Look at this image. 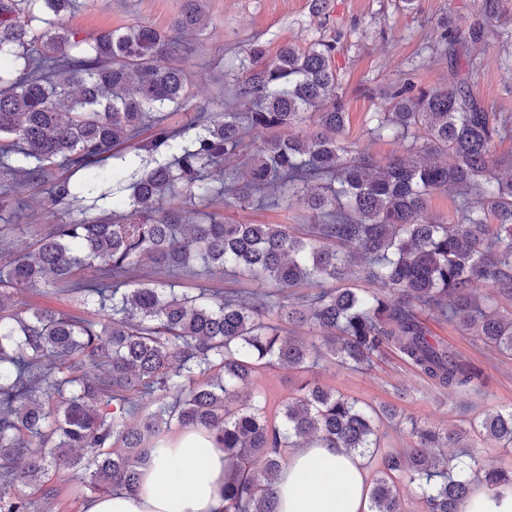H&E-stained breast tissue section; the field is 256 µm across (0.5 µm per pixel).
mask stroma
<instances>
[{"instance_id": "35a3bbf8", "label": "stroma", "mask_w": 512, "mask_h": 512, "mask_svg": "<svg viewBox=\"0 0 512 512\" xmlns=\"http://www.w3.org/2000/svg\"><path fill=\"white\" fill-rule=\"evenodd\" d=\"M486 0H327L324 14L311 10V0H201L207 26L203 32L181 37L176 58L189 77L188 100L171 112L172 127L190 126L200 108L247 112L249 101L239 98L236 85L224 74V60L243 55L248 44H264L276 54L285 44L307 45L317 38L340 36L335 63L346 102V137L376 158L384 160L406 152L403 142L380 139L368 131L369 113L391 108L395 86L411 82L415 89L449 84L452 62L431 41L440 27L467 32L483 18ZM184 0H78L64 17L66 27L96 33L147 21L166 30L180 13ZM475 59L473 91L491 112L512 115V0H495V15L488 19L483 43L469 46ZM45 187L19 186L0 208L8 228L0 232V263L17 246L34 245L47 225L70 221V214L48 211ZM228 224L314 223L315 217L297 201L276 189L264 193L263 202L240 204L215 199L210 205ZM432 336L463 359L481 367L487 383L480 391L443 389L418 375L396 352L387 351L371 368L352 370L329 360L314 370L319 381L336 392L374 407H391L395 418L382 424L383 447H410L411 421L437 429L462 425L475 415L512 408V356L486 346L476 337L445 320L430 321ZM300 370L286 366L257 373L251 392L278 405L301 382ZM58 489L49 501H36L33 512H84L91 499L79 475L62 471L54 479Z\"/></svg>"}]
</instances>
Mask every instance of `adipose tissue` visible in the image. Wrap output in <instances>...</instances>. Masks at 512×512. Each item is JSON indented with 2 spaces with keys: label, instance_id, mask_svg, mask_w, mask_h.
<instances>
[{
  "label": "adipose tissue",
  "instance_id": "ef3b65f1",
  "mask_svg": "<svg viewBox=\"0 0 512 512\" xmlns=\"http://www.w3.org/2000/svg\"><path fill=\"white\" fill-rule=\"evenodd\" d=\"M228 469L208 431H185L166 441L137 492L94 497L86 512H223ZM277 490L278 512H367L359 460L333 448L295 449Z\"/></svg>",
  "mask_w": 512,
  "mask_h": 512
}]
</instances>
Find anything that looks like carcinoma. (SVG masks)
<instances>
[{"label":"carcinoma","instance_id":"obj_1","mask_svg":"<svg viewBox=\"0 0 512 512\" xmlns=\"http://www.w3.org/2000/svg\"><path fill=\"white\" fill-rule=\"evenodd\" d=\"M73 0H0V201L21 183L47 187L54 209L72 212L92 196L124 211L52 224L34 248L0 266V512H30L56 495L52 477L81 475L99 494L135 492L143 469L175 425L205 429L224 450V512H277L275 485L286 449L320 444L368 462L369 512H405L396 480L416 486L426 512H461L482 486L512 482V469L482 472L447 448L470 447V432L512 444V410L444 432L413 425V446L380 449L392 411L303 380L269 415L243 399L255 372L278 364L306 370L327 355L351 369L389 349L443 388L485 386L483 371L435 340L426 326L446 320L512 353V156L497 143L512 118L490 112L457 68L446 89L404 85L392 108L373 112V133L404 139L418 162L379 160L345 137L347 112L334 67L337 40L289 44L270 59L253 42L224 61L252 111L199 112L185 129L166 112L187 98L188 75L170 61L176 41L147 21L77 37L61 24ZM203 21L185 0L171 30ZM76 51L70 57L66 48ZM27 60L14 77L9 62ZM153 117L152 133L140 138ZM313 130L256 144L243 183L223 164L240 157L244 130ZM194 134H189V130ZM131 145L134 158L112 154ZM113 155L105 169L100 161ZM83 173L75 182L55 169ZM276 181L318 214L304 235L286 224H226L210 213L188 219L173 204L186 190L250 201ZM465 197L459 224L426 218L430 194ZM189 273L203 264L267 283L248 296L165 284L125 287L142 259ZM94 270L91 278L80 276ZM489 291L476 296L472 284ZM314 291L295 294L302 283ZM62 285L98 305L97 317L17 309L16 296ZM307 331L297 336L298 330ZM87 364L100 375L83 372Z\"/></svg>","mask_w":512,"mask_h":512}]
</instances>
